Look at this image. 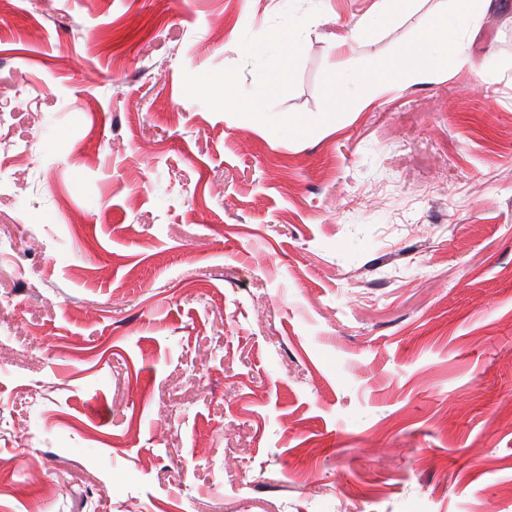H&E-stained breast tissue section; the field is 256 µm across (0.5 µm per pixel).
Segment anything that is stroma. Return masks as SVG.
I'll list each match as a JSON object with an SVG mask.
<instances>
[{
  "instance_id": "stroma-1",
  "label": "stroma",
  "mask_w": 512,
  "mask_h": 512,
  "mask_svg": "<svg viewBox=\"0 0 512 512\" xmlns=\"http://www.w3.org/2000/svg\"><path fill=\"white\" fill-rule=\"evenodd\" d=\"M375 2L297 0L276 114L446 0ZM283 11L0 13V512H512V0L471 67L302 139L185 96L251 89L239 41Z\"/></svg>"
}]
</instances>
